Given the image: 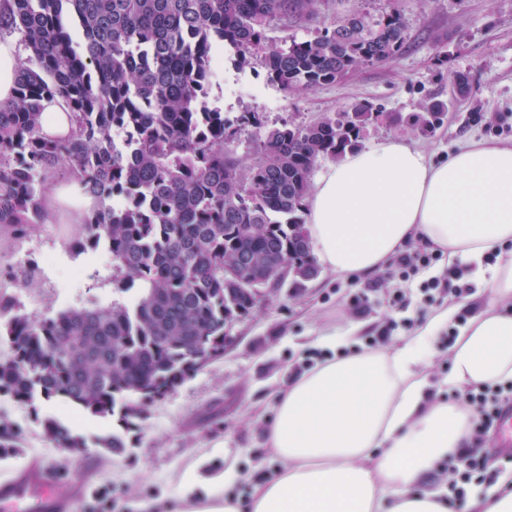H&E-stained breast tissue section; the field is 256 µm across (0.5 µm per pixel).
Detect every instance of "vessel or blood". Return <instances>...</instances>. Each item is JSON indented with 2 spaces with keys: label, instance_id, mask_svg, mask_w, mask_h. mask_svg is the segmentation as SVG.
<instances>
[{
  "label": "vessel or blood",
  "instance_id": "obj_1",
  "mask_svg": "<svg viewBox=\"0 0 512 512\" xmlns=\"http://www.w3.org/2000/svg\"><path fill=\"white\" fill-rule=\"evenodd\" d=\"M497 448L512 453V405L502 408L497 420ZM45 471L32 468L0 482V506L23 505L25 512H72L73 500L49 489Z\"/></svg>",
  "mask_w": 512,
  "mask_h": 512
}]
</instances>
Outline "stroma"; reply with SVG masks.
<instances>
[{"label": "stroma", "instance_id": "1", "mask_svg": "<svg viewBox=\"0 0 512 512\" xmlns=\"http://www.w3.org/2000/svg\"><path fill=\"white\" fill-rule=\"evenodd\" d=\"M393 2L407 25L406 45L396 58L360 66L314 91L288 94L267 83L263 71L240 70L228 62L223 76L211 81L210 107L229 115L262 112L271 124L310 123L368 102L381 112L399 114L400 120L369 129L365 145L400 137L435 160L469 137L511 142L512 0H366L369 20L379 19ZM457 73L469 81L462 96L452 91L451 77ZM435 102L445 106L443 125L426 135L413 131L414 116ZM81 232V225L48 221L21 239L0 233V271L31 273L28 283L13 291L28 315L52 316L92 302L129 303L138 296L135 288L116 289L108 252H72L71 242ZM49 253L58 259L56 269L42 262ZM448 270L436 262L405 284L385 270L352 282L322 272L304 287L266 294L234 323L221 358L145 408L139 429L123 432L126 448L120 453L96 445L100 435L121 432L117 421L66 413L54 402L16 407L0 396V420L14 426L18 447L17 453L0 455V480L38 463L53 474L54 491H79L78 512H138L141 501L176 503L181 476L191 467L210 476L233 460L256 476L273 474L278 463L266 446L265 429L276 397L292 377L331 358L321 336L359 324L350 347L363 353L368 340L393 320L400 327L389 342L400 343L411 328L455 298L398 308L395 289L416 294L421 283ZM362 291L369 308L359 313L350 300ZM48 418L71 423L85 449L57 448L44 429Z\"/></svg>", "mask_w": 512, "mask_h": 512}]
</instances>
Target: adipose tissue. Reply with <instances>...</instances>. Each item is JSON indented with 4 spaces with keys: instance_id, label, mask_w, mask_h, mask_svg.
<instances>
[{
    "instance_id": "1",
    "label": "adipose tissue",
    "mask_w": 512,
    "mask_h": 512,
    "mask_svg": "<svg viewBox=\"0 0 512 512\" xmlns=\"http://www.w3.org/2000/svg\"><path fill=\"white\" fill-rule=\"evenodd\" d=\"M60 224H80L95 202L68 183L48 190ZM322 268L340 278L378 272L409 243L441 251L448 265L497 263L478 272L481 290L459 308L437 310L411 338L339 357L295 377L275 407L266 442L281 466L254 479L228 463L226 475L251 487L245 512H448L447 487L415 488L470 438L459 407L427 403L431 387L458 391L512 380V143L467 139L435 161L399 137L326 163L305 206ZM449 371L431 382L423 350L448 329ZM187 512H244L182 479Z\"/></svg>"
}]
</instances>
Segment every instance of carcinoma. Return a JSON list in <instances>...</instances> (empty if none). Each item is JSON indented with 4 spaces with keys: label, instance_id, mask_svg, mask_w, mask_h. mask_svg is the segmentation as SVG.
Wrapping results in <instances>:
<instances>
[{
    "label": "carcinoma",
    "instance_id": "carcinoma-1",
    "mask_svg": "<svg viewBox=\"0 0 512 512\" xmlns=\"http://www.w3.org/2000/svg\"><path fill=\"white\" fill-rule=\"evenodd\" d=\"M318 17V0H0V35L18 34L27 60L16 97L0 105V228L22 238L48 216L45 190L64 173L97 207L75 241L79 253L112 254V281L138 286L132 306L72 308L32 317L0 295V395L21 404L59 401L86 417L118 415L137 427L145 406L201 369L199 346L224 353V316L239 319L256 281L281 288L273 260L299 285L316 267L305 201L316 165L362 146L376 109L358 103L309 124L269 125L262 112L234 118L209 107L211 61L223 48L241 67L259 65L281 90L308 92L365 64L397 57L406 25L396 4L367 20L360 0L312 39L275 41ZM61 98L70 131L41 133L42 102ZM443 110L418 114L431 133ZM251 135L255 161L234 144ZM252 265L241 289L228 279L236 255ZM57 447L82 437L55 418ZM126 448L117 434L98 439Z\"/></svg>",
    "mask_w": 512,
    "mask_h": 512
}]
</instances>
